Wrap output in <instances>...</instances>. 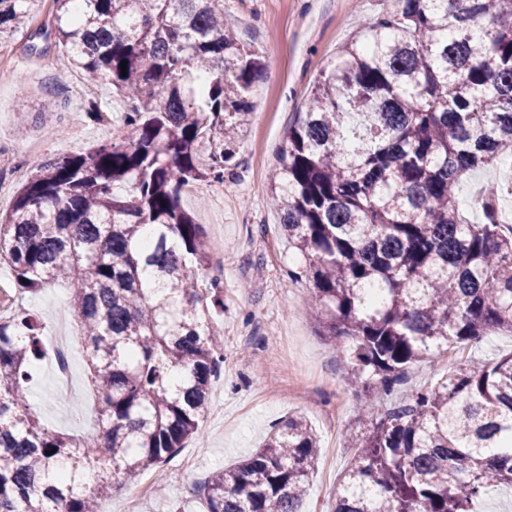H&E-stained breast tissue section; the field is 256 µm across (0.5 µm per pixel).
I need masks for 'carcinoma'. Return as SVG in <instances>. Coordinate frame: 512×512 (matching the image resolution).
Segmentation results:
<instances>
[{
  "instance_id": "cac0c4a2",
  "label": "carcinoma",
  "mask_w": 512,
  "mask_h": 512,
  "mask_svg": "<svg viewBox=\"0 0 512 512\" xmlns=\"http://www.w3.org/2000/svg\"><path fill=\"white\" fill-rule=\"evenodd\" d=\"M32 0H0V35ZM321 70L288 129L271 199L311 276L321 335L350 346L368 427L333 512H473L512 486V355L469 361L405 401L409 366L512 333V233L457 185L512 157V0H397ZM55 45L130 103L112 139L46 160L0 213L16 308L0 315V512H96L109 463L134 480L191 440L223 360L200 287L209 245L184 188L224 180L267 71L224 0H54ZM127 61L121 75V61ZM69 290L100 431L42 424L27 384L44 354L28 294ZM319 442L301 417L199 488L204 512H301Z\"/></svg>"
}]
</instances>
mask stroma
Wrapping results in <instances>:
<instances>
[{
  "label": "stroma",
  "mask_w": 512,
  "mask_h": 512,
  "mask_svg": "<svg viewBox=\"0 0 512 512\" xmlns=\"http://www.w3.org/2000/svg\"><path fill=\"white\" fill-rule=\"evenodd\" d=\"M395 7V0H224L227 23L268 64L253 88V116L233 171L223 181L197 183L182 198L204 226L206 274L224 286V309L212 323L222 336L224 363L201 423L203 445L187 443L170 462L131 483L108 472L112 493L99 500L98 512H126L132 502L137 512H202L196 491L201 481L253 454L273 425L290 416L305 417L320 443L302 512H333L354 455L347 435L363 424L361 392L346 372L344 346L319 333L309 282L300 276L304 260L289 247L270 201V175L323 66L363 20ZM53 10L52 0H34L28 26L0 36V212L11 208L17 188L49 157L110 140L129 108L105 82L87 83L54 41H47L44 55L29 52L37 30L51 28ZM48 96L56 102V117L46 131L38 112ZM93 105L101 112L95 119L87 114ZM67 297L66 290L47 288L29 296L25 306L40 319L49 350L55 318L63 316L76 395H57L48 356L38 366L28 402L56 431L92 438L99 432L96 401ZM511 354L512 335L490 333L412 366L400 393L432 384L465 361Z\"/></svg>",
  "instance_id": "35a3bbf8"
}]
</instances>
